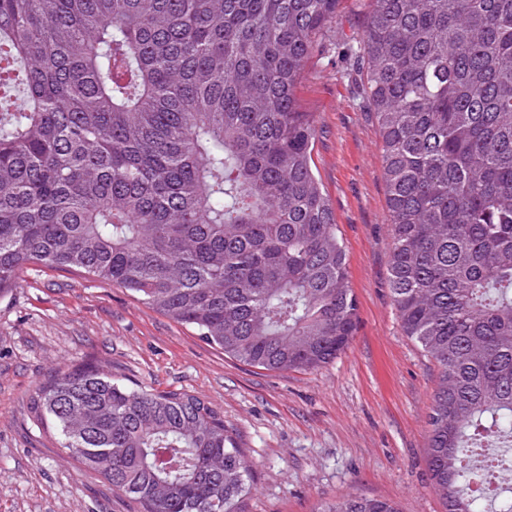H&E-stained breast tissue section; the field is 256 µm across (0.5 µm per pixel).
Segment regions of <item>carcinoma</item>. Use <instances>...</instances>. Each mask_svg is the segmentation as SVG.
I'll return each instance as SVG.
<instances>
[{
	"mask_svg": "<svg viewBox=\"0 0 512 512\" xmlns=\"http://www.w3.org/2000/svg\"><path fill=\"white\" fill-rule=\"evenodd\" d=\"M339 0H0V297L28 266L129 290L224 356L333 362L357 329L296 87ZM376 112L404 333L438 364L427 467L446 512L512 448V0H370L355 45ZM30 413L140 512H245L224 416L89 364ZM322 512H399L348 496Z\"/></svg>",
	"mask_w": 512,
	"mask_h": 512,
	"instance_id": "obj_1",
	"label": "carcinoma"
}]
</instances>
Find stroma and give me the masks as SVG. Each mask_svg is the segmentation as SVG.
<instances>
[{"instance_id": "35a3bbf8", "label": "stroma", "mask_w": 512, "mask_h": 512, "mask_svg": "<svg viewBox=\"0 0 512 512\" xmlns=\"http://www.w3.org/2000/svg\"><path fill=\"white\" fill-rule=\"evenodd\" d=\"M368 0H339L323 51L297 86L315 125V174L336 215L358 324L349 346L313 372H272L224 357L126 289L33 266L0 298V512H136L79 471L55 431L29 412L36 389L92 363L142 389L186 391L224 416L252 466L246 512H320L347 495L445 512L426 464L440 376L398 321L393 248L376 115L346 63Z\"/></svg>"}]
</instances>
